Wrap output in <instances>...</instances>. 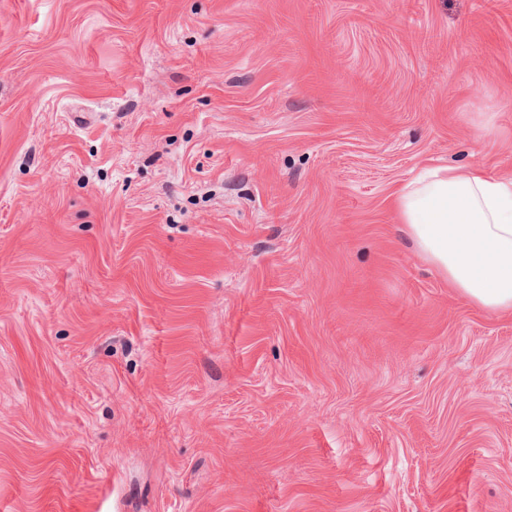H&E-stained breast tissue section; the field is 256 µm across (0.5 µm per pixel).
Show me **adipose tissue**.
<instances>
[{
	"label": "adipose tissue",
	"mask_w": 512,
	"mask_h": 512,
	"mask_svg": "<svg viewBox=\"0 0 512 512\" xmlns=\"http://www.w3.org/2000/svg\"><path fill=\"white\" fill-rule=\"evenodd\" d=\"M403 233L462 296L512 311V177L434 166L398 189Z\"/></svg>",
	"instance_id": "ef3b65f1"
}]
</instances>
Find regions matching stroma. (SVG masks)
Returning <instances> with one entry per match:
<instances>
[{
    "label": "stroma",
    "instance_id": "1",
    "mask_svg": "<svg viewBox=\"0 0 512 512\" xmlns=\"http://www.w3.org/2000/svg\"><path fill=\"white\" fill-rule=\"evenodd\" d=\"M429 164L512 174V0H0V512H512Z\"/></svg>",
    "mask_w": 512,
    "mask_h": 512
}]
</instances>
